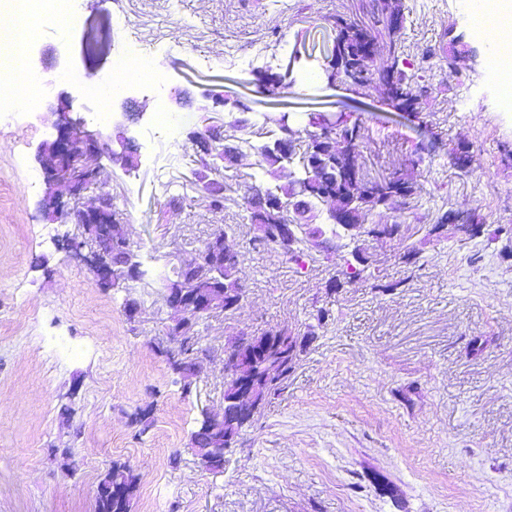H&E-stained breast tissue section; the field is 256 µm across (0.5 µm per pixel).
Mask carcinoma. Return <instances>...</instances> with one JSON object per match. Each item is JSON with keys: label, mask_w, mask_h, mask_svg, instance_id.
I'll use <instances>...</instances> for the list:
<instances>
[{"label": "carcinoma", "mask_w": 512, "mask_h": 512, "mask_svg": "<svg viewBox=\"0 0 512 512\" xmlns=\"http://www.w3.org/2000/svg\"><path fill=\"white\" fill-rule=\"evenodd\" d=\"M372 24L358 25L344 18L336 21L337 41L340 60L334 64L335 76L346 83L366 90L374 83L373 70L367 64L369 54L382 60L380 83L382 93L398 101L403 110H414L422 96L423 88L415 82V76L405 70L401 55V41L398 35L403 19L401 0H371L369 4ZM279 138L291 141L288 155L284 156L271 145L260 148V166L263 168H282L293 161L296 133L288 127L278 125ZM362 139V127L356 122H345L336 129L331 141L320 139L312 132L309 142L302 153V173L297 181L274 190L255 185L247 197L250 218L254 224H271L273 220L263 211L257 199L266 196L280 204L279 223L296 225V241L291 250L283 253L296 264L307 257L306 239L315 233L313 221L320 218L322 210L336 200L354 213V223L362 224L365 217L387 205L394 196L410 198L417 194L414 182L400 176H392L381 181L374 188L368 187L369 181L356 172L354 176L345 175L336 164V157L346 151L358 148ZM204 157L200 159L203 171L197 175L195 186L207 191L211 206L224 207L222 188L206 180V170L212 169L218 159H233L239 154V147L224 142L214 147L203 145ZM309 184V192L299 199L295 194L296 182ZM99 248L112 261V267L121 273H132L130 280L141 281L147 276L140 257L130 243L121 235L104 236L99 240ZM222 288L227 293H237L242 287L239 278L238 256L224 250V280ZM269 334L279 337L267 357V369L256 374V399L264 404L280 395L288 386V380L296 370L301 353L306 347H295L294 338L285 327L271 330ZM252 426L245 421L226 415L220 424L203 420L199 428L192 433V450L203 456L209 455V467L219 470L224 466V456L209 454L210 449L227 445V441L239 437ZM138 492V478L131 467L125 463H112L98 483L95 496V512H132L134 499Z\"/></svg>", "instance_id": "carcinoma-1"}]
</instances>
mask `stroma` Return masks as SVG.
Returning <instances> with one entry per match:
<instances>
[{
    "mask_svg": "<svg viewBox=\"0 0 512 512\" xmlns=\"http://www.w3.org/2000/svg\"><path fill=\"white\" fill-rule=\"evenodd\" d=\"M368 0H78L67 26L39 34L30 64L49 92L22 123L0 121V512H94L98 482L112 463L134 470L133 512H512V109L496 96L482 41L458 0H403L406 61H425L428 87L416 111L379 88L330 84L323 58L304 46L332 40L337 18L369 24ZM126 17L150 48L160 90L140 89L100 104L60 82L94 79L112 66ZM467 53L448 66L447 30ZM293 63L292 83L271 95L263 71ZM247 107L235 127L223 105L197 107L203 91ZM73 111L102 113L100 128L139 113L129 134L139 166L106 163L71 208L111 195L121 229L145 266L172 272L217 227L228 232L246 292L234 313L196 329L201 373L185 382L167 355L174 317L161 284L104 290L61 249L75 224L49 225L40 144L55 135L58 97ZM181 117L159 124L155 99ZM343 112L362 127L355 164L375 180L401 174L412 199L395 197L370 224H400L404 240L362 237L371 267L334 287L342 253L312 251L305 266L255 244L245 198L252 185L287 183L299 163L268 175L259 147L278 121L308 143V115ZM223 127L241 154L208 177L224 189L213 209L191 184L199 168L191 142ZM476 215L475 238L428 229L443 213ZM419 251L405 264L406 244ZM135 299L136 317L124 303ZM319 330L285 391L204 473L188 450L203 413L224 411V350L239 336L281 327ZM146 411L149 427L135 420Z\"/></svg>",
    "mask_w": 512,
    "mask_h": 512,
    "instance_id": "stroma-1",
    "label": "stroma"
}]
</instances>
